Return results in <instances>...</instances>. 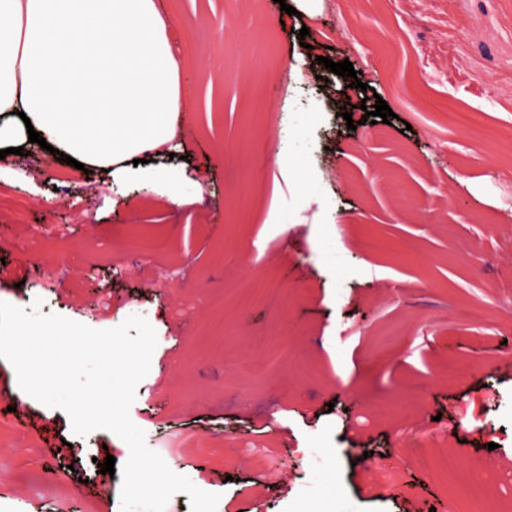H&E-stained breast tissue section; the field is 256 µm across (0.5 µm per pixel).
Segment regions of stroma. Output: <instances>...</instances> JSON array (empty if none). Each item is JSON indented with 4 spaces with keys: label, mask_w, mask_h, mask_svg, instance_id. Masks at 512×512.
<instances>
[{
    "label": "stroma",
    "mask_w": 512,
    "mask_h": 512,
    "mask_svg": "<svg viewBox=\"0 0 512 512\" xmlns=\"http://www.w3.org/2000/svg\"><path fill=\"white\" fill-rule=\"evenodd\" d=\"M155 2L187 68L149 164L181 204L7 155L0 301L99 330L145 315L130 417L219 512H512V0ZM380 99L391 123L363 121ZM29 406L0 407V512H98L100 488L121 512L99 465L128 445Z\"/></svg>",
    "instance_id": "1"
}]
</instances>
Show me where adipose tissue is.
I'll return each mask as SVG.
<instances>
[{
  "instance_id": "ef3b65f1",
  "label": "adipose tissue",
  "mask_w": 512,
  "mask_h": 512,
  "mask_svg": "<svg viewBox=\"0 0 512 512\" xmlns=\"http://www.w3.org/2000/svg\"><path fill=\"white\" fill-rule=\"evenodd\" d=\"M185 66L155 0H0V149L34 130L85 166L168 181L128 161L174 138Z\"/></svg>"
}]
</instances>
